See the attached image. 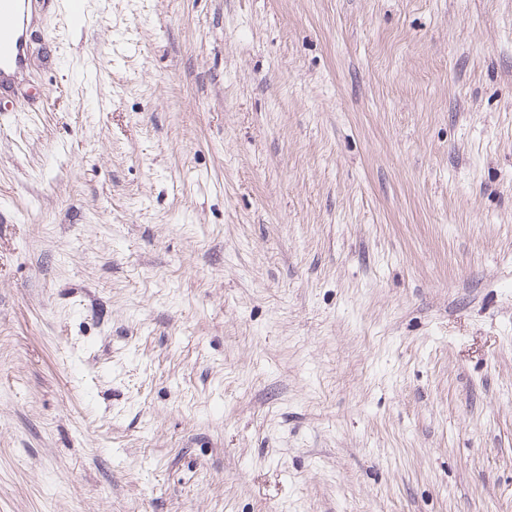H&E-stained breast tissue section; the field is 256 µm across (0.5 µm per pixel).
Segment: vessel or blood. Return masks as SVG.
<instances>
[{"label":"vessel or blood","instance_id":"vessel-or-blood-1","mask_svg":"<svg viewBox=\"0 0 512 512\" xmlns=\"http://www.w3.org/2000/svg\"><path fill=\"white\" fill-rule=\"evenodd\" d=\"M39 0H0V95L29 68V33Z\"/></svg>","mask_w":512,"mask_h":512}]
</instances>
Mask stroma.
Listing matches in <instances>:
<instances>
[{
	"label": "stroma",
	"mask_w": 512,
	"mask_h": 512,
	"mask_svg": "<svg viewBox=\"0 0 512 512\" xmlns=\"http://www.w3.org/2000/svg\"><path fill=\"white\" fill-rule=\"evenodd\" d=\"M82 2L0 98V512H512V0Z\"/></svg>",
	"instance_id": "35a3bbf8"
}]
</instances>
